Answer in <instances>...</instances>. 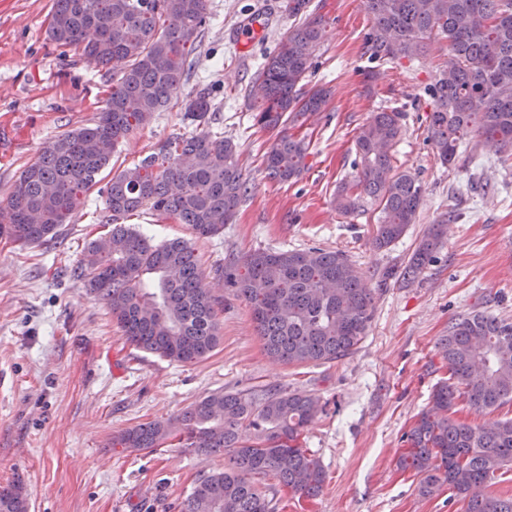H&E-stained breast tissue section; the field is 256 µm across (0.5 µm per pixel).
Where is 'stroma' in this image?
Segmentation results:
<instances>
[{
	"label": "stroma",
	"instance_id": "obj_1",
	"mask_svg": "<svg viewBox=\"0 0 512 512\" xmlns=\"http://www.w3.org/2000/svg\"><path fill=\"white\" fill-rule=\"evenodd\" d=\"M286 0H208L211 21L198 66L181 94L122 143L118 165L138 163L175 134L189 132L185 95L211 84L209 127L238 145L250 190L221 235L194 238L188 225L143 209L130 227L155 241H192L204 283L219 297L222 339L204 360L175 364L122 339L107 306L71 276L87 241L108 232L103 200L90 192L62 237L23 248L0 236V486L21 482L29 512H182L196 481L222 457L165 444L153 451L110 448L114 435L167 419L216 390L302 391L325 404L301 436L326 471L320 494H282L284 512H464L449 490L419 495L401 471L402 436L437 382L449 376L438 350L449 322L472 311L512 320V156L480 147L482 166L444 165L428 141L427 89L448 60L436 38L419 59L372 61L364 49L370 17L362 0H310L324 32L309 85L330 91L327 111L303 128L307 168L293 183L268 178L271 132L255 125L249 89L267 56L302 17ZM53 0H0V203L25 164L56 135L89 124L112 81L94 59L62 58L46 38ZM261 16L263 32L238 39L240 23ZM401 110L391 153L416 176L423 199L415 224L384 249L372 244L379 211L363 202L336 211L337 187L357 169L355 139L372 113ZM452 221H445L448 211ZM444 237L420 277L404 286L407 264L428 228ZM345 252L376 291L369 333L331 363L282 365L266 355L246 301L221 271L257 249Z\"/></svg>",
	"mask_w": 512,
	"mask_h": 512
}]
</instances>
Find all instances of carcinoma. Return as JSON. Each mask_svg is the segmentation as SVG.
I'll use <instances>...</instances> for the list:
<instances>
[{
    "mask_svg": "<svg viewBox=\"0 0 512 512\" xmlns=\"http://www.w3.org/2000/svg\"><path fill=\"white\" fill-rule=\"evenodd\" d=\"M371 17L365 48L381 63L415 60L426 41H448V62L430 89L429 142L441 163L460 148L480 161L492 142L512 150V0H363ZM209 20L208 0H54L48 37L62 56L82 53L112 72V91L89 125L50 140L26 164L7 198L9 227L0 235L22 246L58 238L71 214L98 189L111 230L86 243L73 276L109 308L122 338L172 363L205 359L220 343L221 301L205 287L195 250L181 238L154 243L121 220L146 207L211 238L232 223L248 193L237 144L206 128L209 93L184 103V118L200 131L165 140L131 167L111 168L119 142L151 122L196 67L197 38ZM323 38L312 18L278 44L251 87L255 124L276 131L266 157L270 179L295 182L304 172L309 141L293 129L327 111L329 93L305 89ZM402 112H376L356 137L357 179L336 194V209L353 213L366 197L381 217L374 245L387 248L415 223L422 187L397 173L389 148L401 134ZM37 219H31V215ZM444 218L433 225L400 272L415 281L439 246ZM233 284L250 306L266 355L285 365L322 364L353 353L367 336L374 289L341 251L256 250L236 264ZM439 349L449 379L438 383L431 406L406 433L399 465L421 476L419 493L448 487L465 512H512V498L487 492L497 471L512 463V419L471 424L452 419L457 400L491 413L512 403V321L484 312L452 319ZM321 410L300 391L261 395L218 390L180 415L151 420L112 437L132 452L176 440L183 448L224 457V467L195 483L183 512H277L275 496L255 483L271 475L302 497L326 481L320 460L299 437ZM0 512H28L21 482L0 488Z\"/></svg>",
    "mask_w": 512,
    "mask_h": 512,
    "instance_id": "obj_1",
    "label": "carcinoma"
}]
</instances>
